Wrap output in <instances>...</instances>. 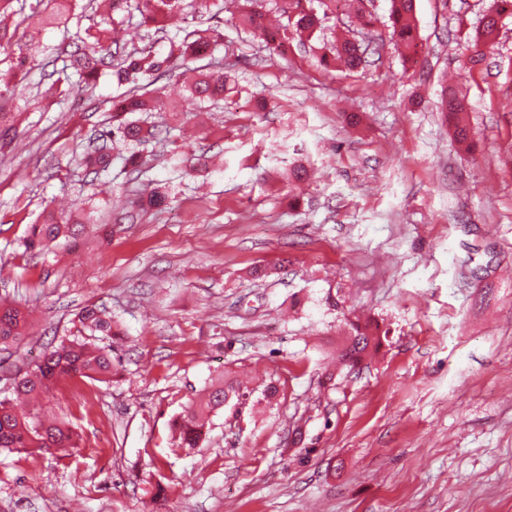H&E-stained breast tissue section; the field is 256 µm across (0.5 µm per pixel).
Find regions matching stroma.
Masks as SVG:
<instances>
[{
	"instance_id": "1",
	"label": "stroma",
	"mask_w": 512,
	"mask_h": 512,
	"mask_svg": "<svg viewBox=\"0 0 512 512\" xmlns=\"http://www.w3.org/2000/svg\"><path fill=\"white\" fill-rule=\"evenodd\" d=\"M86 3L79 24L43 31L47 55L77 31L130 28ZM492 3L416 0L415 62L379 25L353 72L315 49L278 56L231 11L189 14L187 29L223 36L213 60L233 90L197 117L176 69L160 81L170 109L148 120L220 155L209 168L174 161L167 138L142 145L137 179L118 163L88 175L78 156L112 123L111 74L30 107L0 155V298L32 324L0 351V397L90 304L117 321L97 342L121 365L44 398L74 433L68 454L0 450V512H512V17L485 62L467 50ZM444 78L474 151L436 109ZM156 187L168 205L134 212ZM61 199L104 223L25 252ZM350 309L384 333L354 368L337 359ZM225 372L248 377L245 405L176 447L175 419Z\"/></svg>"
}]
</instances>
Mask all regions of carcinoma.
Masks as SVG:
<instances>
[{
  "instance_id": "carcinoma-1",
  "label": "carcinoma",
  "mask_w": 512,
  "mask_h": 512,
  "mask_svg": "<svg viewBox=\"0 0 512 512\" xmlns=\"http://www.w3.org/2000/svg\"><path fill=\"white\" fill-rule=\"evenodd\" d=\"M112 12L124 11L138 15L137 27L145 34L160 35L169 40L167 55H156L136 48H128L119 42L107 43L99 39L88 49L77 45L66 52L65 64L55 68V60L42 62L32 49L36 47L37 36L47 27H58L69 23L75 15V0H36V5L26 6L24 0H0V49L17 48V63L7 69H0V151L11 147L18 137L19 125L26 106L18 103L30 98L45 100L61 93L62 86L89 88L99 76L110 71L117 84L127 86L123 97L112 105V128L99 134L103 141L119 140L124 143L141 144L150 138L169 137L171 128H144L140 121L131 118L139 112H161L166 103L159 89L150 86L166 75L176 61L204 58L210 49L211 40L197 30L185 33L176 41L169 37L165 22L176 11L181 13L189 8L185 0H105ZM249 7L244 9L238 23L260 36L266 45L281 57L288 56L294 47L305 46L322 29L336 12V0H273V9L279 16L276 24L268 21L267 10L260 0H246ZM347 12L355 13L361 28L370 29L378 18L365 10L364 0H346ZM18 7H13V4ZM30 8L37 16L36 22L24 31L20 38L6 37L7 22L14 14ZM512 15V0H497L482 19L481 26L469 41V61L476 66L483 62L486 50L492 48L499 35V23L505 14ZM384 25L395 40L401 56L412 60L416 55L417 26L415 21V0H391V9ZM366 48L354 38L344 37L325 47L319 61L329 68L343 66L355 71L364 65ZM40 70L36 93L30 97L26 87L17 81L20 69ZM228 78L221 69L207 68L204 73L194 76L188 86V104L194 110H208L224 99ZM440 111L446 113L453 127L455 143L469 149L468 106L463 98L446 87L441 89ZM81 164L92 174L99 175L112 168V152L105 148H94L84 154ZM167 200V192L158 188L141 195L140 206L144 209H159ZM90 215L79 219L70 213L56 211L45 206L37 220L30 225L24 242L25 250L38 252L49 244L64 238L77 239L84 230V223ZM78 320L90 335L117 336L118 325L106 310L92 304L84 307ZM26 318L22 312L7 301L0 300V348L19 343L24 336ZM347 344L339 354V360L346 366L354 367L363 358L377 350L381 344L377 327L372 323L351 321L348 323ZM114 363L112 349L100 346L83 338L61 341L47 346L30 368L13 379V395L0 398V448L18 453L31 449L52 452L76 447L72 431L66 423L57 418H48L41 412V400L53 384L61 377L75 376L91 378L100 382L112 380ZM246 398L240 386L223 374L213 379L205 396L187 404L175 421L177 446L197 448L209 428L212 416L224 407L225 400Z\"/></svg>"
}]
</instances>
